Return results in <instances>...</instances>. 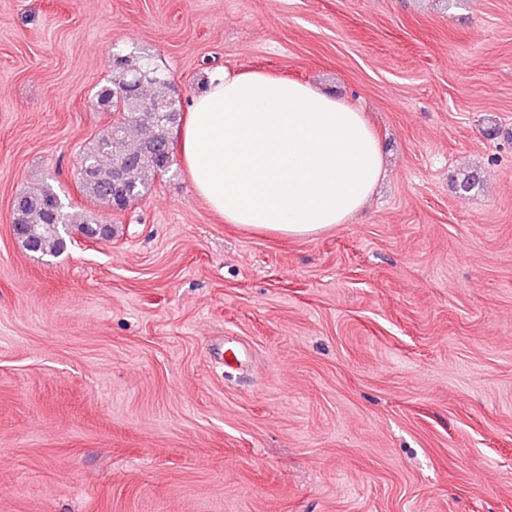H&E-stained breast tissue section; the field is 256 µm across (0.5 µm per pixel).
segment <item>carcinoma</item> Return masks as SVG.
<instances>
[{"label": "carcinoma", "instance_id": "carcinoma-1", "mask_svg": "<svg viewBox=\"0 0 512 512\" xmlns=\"http://www.w3.org/2000/svg\"><path fill=\"white\" fill-rule=\"evenodd\" d=\"M95 100L100 110L112 114V121L80 155L77 188L92 203L124 211L171 171L173 129L181 120V110L168 76L146 52L120 58ZM477 180L472 171L454 175L463 194ZM13 213L14 232L22 246L45 256L60 255L73 231L94 236L101 226L90 211L64 203L49 184L21 192Z\"/></svg>", "mask_w": 512, "mask_h": 512}]
</instances>
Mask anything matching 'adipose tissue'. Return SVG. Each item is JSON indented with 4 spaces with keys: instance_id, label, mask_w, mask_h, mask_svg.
<instances>
[{
    "instance_id": "adipose-tissue-1",
    "label": "adipose tissue",
    "mask_w": 512,
    "mask_h": 512,
    "mask_svg": "<svg viewBox=\"0 0 512 512\" xmlns=\"http://www.w3.org/2000/svg\"><path fill=\"white\" fill-rule=\"evenodd\" d=\"M180 140L194 194L225 223L293 238L348 223L383 170L362 112L264 72L214 77Z\"/></svg>"
}]
</instances>
